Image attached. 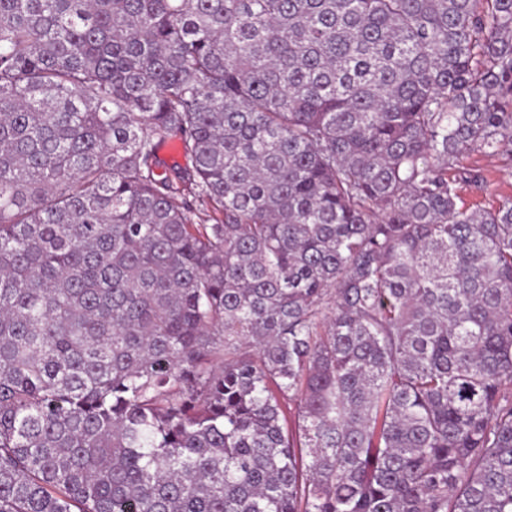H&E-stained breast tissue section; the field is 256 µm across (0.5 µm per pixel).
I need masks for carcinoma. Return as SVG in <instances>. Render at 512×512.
<instances>
[{
	"label": "carcinoma",
	"mask_w": 512,
	"mask_h": 512,
	"mask_svg": "<svg viewBox=\"0 0 512 512\" xmlns=\"http://www.w3.org/2000/svg\"><path fill=\"white\" fill-rule=\"evenodd\" d=\"M473 154L512 0H0V512H512Z\"/></svg>",
	"instance_id": "cac0c4a2"
}]
</instances>
